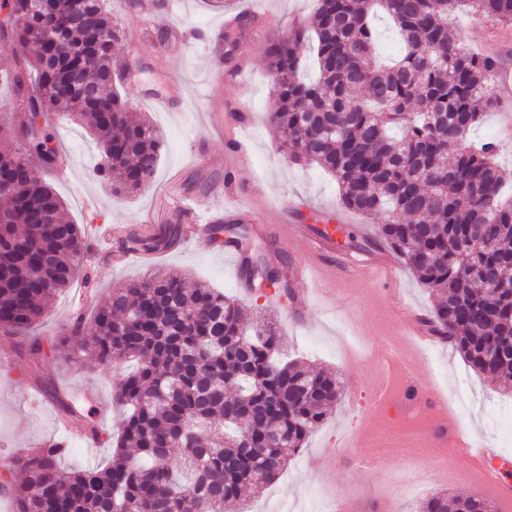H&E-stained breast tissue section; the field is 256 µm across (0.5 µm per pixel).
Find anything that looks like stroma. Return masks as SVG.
I'll return each instance as SVG.
<instances>
[{
	"instance_id": "35a3bbf8",
	"label": "stroma",
	"mask_w": 512,
	"mask_h": 512,
	"mask_svg": "<svg viewBox=\"0 0 512 512\" xmlns=\"http://www.w3.org/2000/svg\"><path fill=\"white\" fill-rule=\"evenodd\" d=\"M170 2L169 10L145 19L131 8L130 0H105V8L120 31L122 54L133 67L118 90L131 114L150 119L165 140L156 174L135 196L113 195L94 175L98 147L86 126L58 120L52 130L53 143L63 148L67 161L48 173L46 180L64 201V220L85 227L96 223L135 228L140 213L157 204L173 175L183 194L209 200L211 181L224 176L227 141L236 134L247 143L248 155L234 191L263 214L270 226L286 219L309 225L319 218L336 225L350 219L335 180L317 166L292 163L277 150L267 122L269 112L276 107L267 65L268 45L287 37L295 22H310L316 0H261L262 8L254 20L240 28L228 43L229 60L221 62L211 58L208 36L223 27L227 15L242 8V0H225L220 10L208 0ZM173 25L189 33L177 51L156 37L158 31ZM454 33L475 48H512V29L467 14L457 17ZM178 83L184 88L187 104L173 112L158 110L154 99L167 96ZM244 103L250 107V120L238 128L231 116ZM206 112L225 114L223 132L204 130L201 119ZM84 193L98 199L100 206L95 212L84 210L80 201ZM122 247L118 238L87 237L78 277L53 299L46 320L37 330L41 355H29L30 337L0 335V354L6 357L5 363H0V454L59 438L63 423L56 405L35 408L27 399L28 392L37 390L42 380L54 383L64 394L96 392L94 401L84 403L83 412L111 432L119 431L123 410L113 398L107 376L64 363L52 346L67 334L77 289L88 292L90 304L82 313L83 327L88 330L92 327L93 301L104 299L110 289L147 277L152 270L178 271L234 297L244 321H252L258 312H271L288 359L341 373L345 382L341 402L310 436L306 448L291 458L275 483L248 498L249 512H270L279 502L287 504L288 512H323L349 500L355 501L356 512H415L416 499L405 498L390 479L412 462L426 467L430 461L416 459L405 448H389L379 469L358 472L357 443L374 428L368 416L378 358L372 350L363 361L348 366L336 343L343 328L373 342L379 336L402 331L404 309L428 314V293L401 259H394L391 267L397 285L385 294L371 280L326 274L321 266L313 265L311 256L296 242L286 240L273 249L266 240H254L252 253L268 267L312 264V302L305 318L297 322L289 298L274 297L269 289L239 288L232 259L225 256L223 246L213 237L188 239L177 248L159 253L149 271L134 264L113 266L112 253ZM426 372L429 382L440 383L446 395L467 393V402L457 412L460 430L512 461V393L475 373L450 348L437 352Z\"/></svg>"
}]
</instances>
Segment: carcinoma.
I'll return each instance as SVG.
<instances>
[{"label":"carcinoma","mask_w":512,"mask_h":512,"mask_svg":"<svg viewBox=\"0 0 512 512\" xmlns=\"http://www.w3.org/2000/svg\"><path fill=\"white\" fill-rule=\"evenodd\" d=\"M0 26V74L17 108L0 135L22 146L0 152L9 193L0 197V332L22 336L43 324L52 299L74 279L85 233L62 221L64 202L42 174L59 164L39 119L67 114L89 127L100 162L95 175L116 195L137 193L153 177L163 149L158 129L130 117L112 67L120 46L103 4L91 5L96 31L72 28L44 59L43 29L30 0H7ZM466 10L512 25V0H317L314 21L270 49L278 108L269 123L280 149L336 180L342 205L366 219L386 216L377 239L401 257L433 298L432 321L465 363L491 380L512 378V198L496 161L499 146L473 140L496 110L497 57L452 33ZM393 24L399 52L381 62L374 17ZM311 43L318 78H301V48ZM114 162L107 164L105 159ZM224 243L244 230L220 225ZM185 226L161 237L137 233L125 250L177 247ZM263 340L244 347L239 306L207 284L169 272L133 280L96 308L94 331L69 329L66 359L106 367L133 359L115 389L127 410L113 439L86 422L78 400L45 388L62 417L102 444L111 461L69 472L62 445L30 448L10 461L25 479L10 493L16 512H224L242 495L274 483L344 394L337 375L278 358V327L258 320ZM249 447L242 445V440ZM417 512H497L474 492L434 494Z\"/></svg>","instance_id":"1"}]
</instances>
